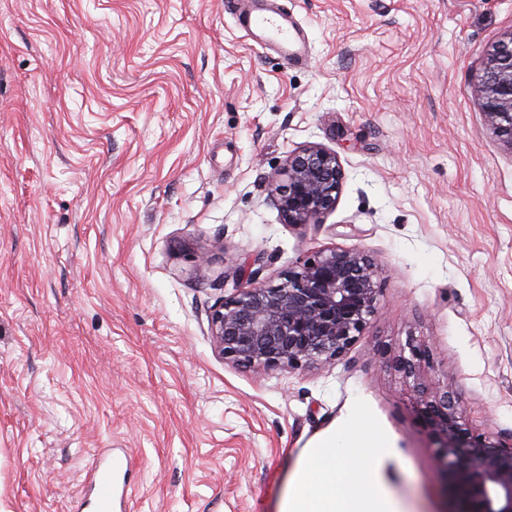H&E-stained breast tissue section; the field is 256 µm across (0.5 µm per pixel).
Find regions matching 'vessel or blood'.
<instances>
[{"label":"vessel or blood","mask_w":512,"mask_h":512,"mask_svg":"<svg viewBox=\"0 0 512 512\" xmlns=\"http://www.w3.org/2000/svg\"><path fill=\"white\" fill-rule=\"evenodd\" d=\"M239 28L255 46L276 51L284 61L295 63L305 56L301 28L274 0H262L260 7L247 8L244 0H233ZM124 471V463L101 459L86 472L85 481L93 493L94 512H113L114 487Z\"/></svg>","instance_id":"vessel-or-blood-1"}]
</instances>
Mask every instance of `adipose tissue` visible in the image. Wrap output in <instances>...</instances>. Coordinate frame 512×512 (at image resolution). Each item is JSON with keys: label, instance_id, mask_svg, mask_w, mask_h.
Here are the masks:
<instances>
[{"label": "adipose tissue", "instance_id": "adipose-tissue-1", "mask_svg": "<svg viewBox=\"0 0 512 512\" xmlns=\"http://www.w3.org/2000/svg\"><path fill=\"white\" fill-rule=\"evenodd\" d=\"M391 454L363 410L351 408L298 459L279 512H403L383 474Z\"/></svg>", "mask_w": 512, "mask_h": 512}]
</instances>
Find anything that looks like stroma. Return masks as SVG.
<instances>
[{
    "label": "stroma",
    "instance_id": "stroma-1",
    "mask_svg": "<svg viewBox=\"0 0 512 512\" xmlns=\"http://www.w3.org/2000/svg\"><path fill=\"white\" fill-rule=\"evenodd\" d=\"M224 2L0 0V512H84L103 448L136 460L127 512H278L355 404L409 512H442L413 342L429 389L512 435V148L477 82L512 0H285L298 64ZM310 144L346 178L321 224H287L269 181ZM331 248L381 269L350 350L225 363L208 314L239 261L273 280Z\"/></svg>",
    "mask_w": 512,
    "mask_h": 512
}]
</instances>
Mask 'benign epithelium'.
Listing matches in <instances>:
<instances>
[{
  "instance_id": "obj_1",
  "label": "benign epithelium",
  "mask_w": 512,
  "mask_h": 512,
  "mask_svg": "<svg viewBox=\"0 0 512 512\" xmlns=\"http://www.w3.org/2000/svg\"><path fill=\"white\" fill-rule=\"evenodd\" d=\"M479 93L485 122L512 149V32L487 54ZM344 180L338 156L322 146L289 154L272 183L285 223H320ZM379 278L374 259L354 249L307 253L277 284L259 279L248 261L239 268L235 292L209 312L215 349L242 368L299 370L335 361L374 315ZM409 352L398 367L414 379L418 414L439 449L446 512H512V436L474 430L453 389L429 394L419 382L429 346L412 344Z\"/></svg>"
}]
</instances>
